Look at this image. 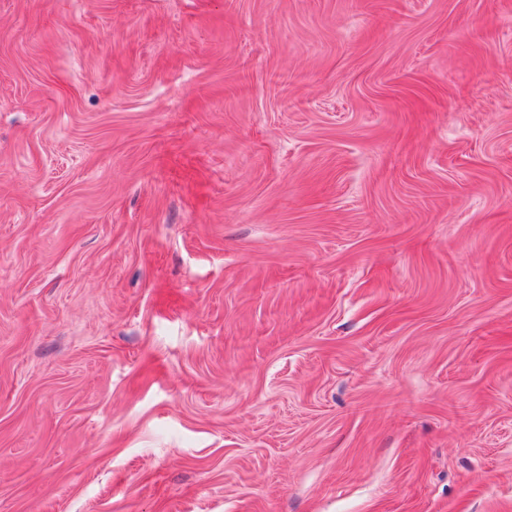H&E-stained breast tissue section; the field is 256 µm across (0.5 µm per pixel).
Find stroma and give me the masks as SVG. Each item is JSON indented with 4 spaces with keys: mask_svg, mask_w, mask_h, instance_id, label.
Segmentation results:
<instances>
[{
    "mask_svg": "<svg viewBox=\"0 0 512 512\" xmlns=\"http://www.w3.org/2000/svg\"><path fill=\"white\" fill-rule=\"evenodd\" d=\"M0 512H512V0H0Z\"/></svg>",
    "mask_w": 512,
    "mask_h": 512,
    "instance_id": "35a3bbf8",
    "label": "stroma"
}]
</instances>
